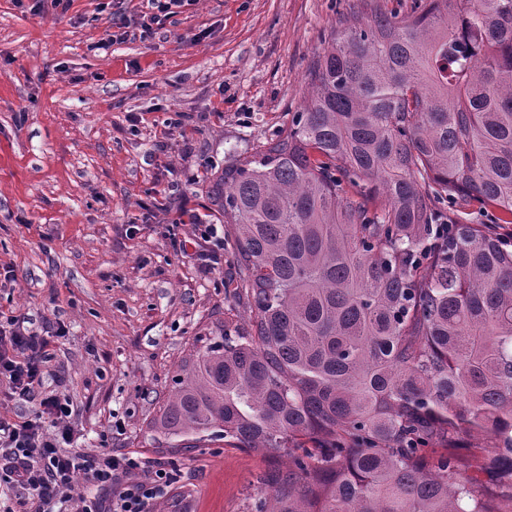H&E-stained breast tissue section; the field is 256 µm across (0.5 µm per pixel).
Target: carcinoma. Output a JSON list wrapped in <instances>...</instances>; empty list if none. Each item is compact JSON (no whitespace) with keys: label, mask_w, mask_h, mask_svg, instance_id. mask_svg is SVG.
Masks as SVG:
<instances>
[{"label":"carcinoma","mask_w":512,"mask_h":512,"mask_svg":"<svg viewBox=\"0 0 512 512\" xmlns=\"http://www.w3.org/2000/svg\"><path fill=\"white\" fill-rule=\"evenodd\" d=\"M417 2L344 15L302 111L213 180L251 324L155 427L284 452L255 512H512V0ZM481 433L486 481L454 447Z\"/></svg>","instance_id":"1"}]
</instances>
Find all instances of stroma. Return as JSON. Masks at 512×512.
I'll return each mask as SVG.
<instances>
[{
  "label": "stroma",
  "mask_w": 512,
  "mask_h": 512,
  "mask_svg": "<svg viewBox=\"0 0 512 512\" xmlns=\"http://www.w3.org/2000/svg\"><path fill=\"white\" fill-rule=\"evenodd\" d=\"M414 5L194 0L145 33L146 0H0V315L66 328L38 394L0 399V417L64 394L74 451L131 454L139 480L173 472L148 512H251L286 455L221 440L167 453L149 427L203 338L249 322L212 179L302 110L349 7L368 18ZM121 17L134 29L115 42ZM203 224L221 247L199 245Z\"/></svg>",
  "instance_id": "1"
}]
</instances>
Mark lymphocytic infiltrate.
<instances>
[{
    "label": "lymphocytic infiltrate",
    "instance_id": "obj_1",
    "mask_svg": "<svg viewBox=\"0 0 512 512\" xmlns=\"http://www.w3.org/2000/svg\"><path fill=\"white\" fill-rule=\"evenodd\" d=\"M46 335L11 317L0 322V384L5 397H29L42 381L50 358ZM66 397L42 396L38 411L14 421L0 419V485L17 491V512H53L57 500L69 512H147L170 485L165 470L144 481L132 480L140 467L126 453L82 455L70 451L75 428ZM83 492H75L76 480Z\"/></svg>",
    "mask_w": 512,
    "mask_h": 512
}]
</instances>
